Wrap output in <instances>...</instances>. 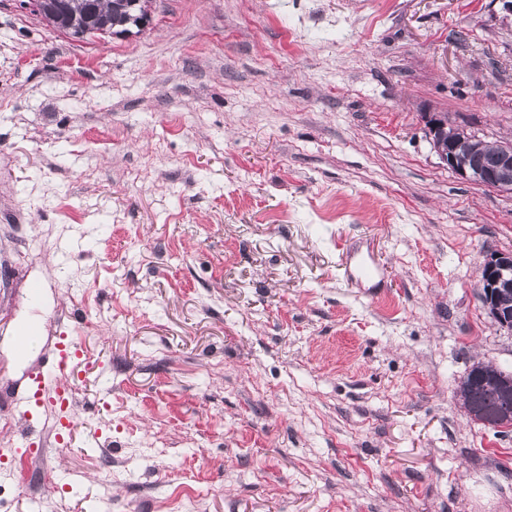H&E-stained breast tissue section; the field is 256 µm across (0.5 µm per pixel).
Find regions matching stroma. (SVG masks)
<instances>
[{
	"instance_id": "obj_1",
	"label": "stroma",
	"mask_w": 512,
	"mask_h": 512,
	"mask_svg": "<svg viewBox=\"0 0 512 512\" xmlns=\"http://www.w3.org/2000/svg\"><path fill=\"white\" fill-rule=\"evenodd\" d=\"M74 38L0 0V416L79 338L77 426L0 431V512H512V432L459 398L512 370L480 300L512 193L423 115L512 140L500 0H150ZM370 251L386 285L348 280ZM43 286L39 302L31 282ZM30 437L40 495L6 478ZM433 148L448 170L459 179L490 190L512 193V141L500 143L485 157V139L467 126L448 122L447 113H425Z\"/></svg>"
}]
</instances>
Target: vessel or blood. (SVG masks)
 <instances>
[{
    "mask_svg": "<svg viewBox=\"0 0 512 512\" xmlns=\"http://www.w3.org/2000/svg\"><path fill=\"white\" fill-rule=\"evenodd\" d=\"M349 272L359 282H374L383 273L371 254L351 256ZM85 349L74 337L65 336L48 354L49 368L32 376L27 390L20 395L14 409L26 420H33L37 408L58 407L56 426L61 431H71L75 423L71 409L60 406L62 393L70 384V376L76 359L83 357Z\"/></svg>",
    "mask_w": 512,
    "mask_h": 512,
    "instance_id": "b4317fda",
    "label": "vessel or blood"
}]
</instances>
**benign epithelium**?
<instances>
[{
    "mask_svg": "<svg viewBox=\"0 0 512 512\" xmlns=\"http://www.w3.org/2000/svg\"><path fill=\"white\" fill-rule=\"evenodd\" d=\"M433 148L448 170L459 179L490 190L512 193V141L500 143L484 156L485 139L467 126L451 123L448 114L425 113ZM487 293L481 295L484 310L503 329L512 333V312L503 309L500 297L512 290V253L491 252L481 268Z\"/></svg>",
    "mask_w": 512,
    "mask_h": 512,
    "instance_id": "benign-epithelium-1",
    "label": "benign epithelium"
}]
</instances>
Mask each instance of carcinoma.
I'll return each instance as SVG.
<instances>
[{
	"mask_svg": "<svg viewBox=\"0 0 512 512\" xmlns=\"http://www.w3.org/2000/svg\"><path fill=\"white\" fill-rule=\"evenodd\" d=\"M148 14V0H44V21L70 36L124 35ZM503 370L471 366V379L459 386L463 405L494 420L512 413V385L501 382Z\"/></svg>",
	"mask_w": 512,
	"mask_h": 512,
	"instance_id": "carcinoma-1",
	"label": "carcinoma"
}]
</instances>
